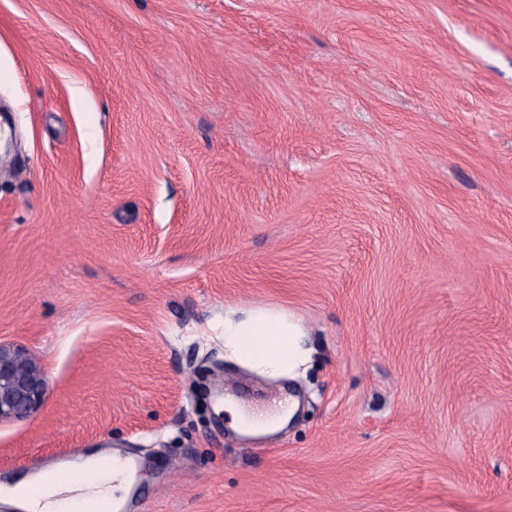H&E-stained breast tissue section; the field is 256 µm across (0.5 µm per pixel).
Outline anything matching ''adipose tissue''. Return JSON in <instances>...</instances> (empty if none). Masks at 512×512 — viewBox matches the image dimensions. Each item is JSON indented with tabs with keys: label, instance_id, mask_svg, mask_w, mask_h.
Returning a JSON list of instances; mask_svg holds the SVG:
<instances>
[{
	"label": "adipose tissue",
	"instance_id": "1",
	"mask_svg": "<svg viewBox=\"0 0 512 512\" xmlns=\"http://www.w3.org/2000/svg\"><path fill=\"white\" fill-rule=\"evenodd\" d=\"M304 329L293 317L272 310H256L245 317L224 316V343L247 366L262 367L271 374L293 373L304 366L310 357L303 344ZM235 430L245 435L275 431L284 426L293 412L284 407L272 414L245 411L239 405L229 404ZM95 458H87L70 468L67 484L55 480L56 471L44 469L40 474L0 486V495L17 508L18 512H78L80 500L86 492L104 499H112L113 492L122 487L124 474L104 473L93 486H85L84 479L93 469Z\"/></svg>",
	"mask_w": 512,
	"mask_h": 512
}]
</instances>
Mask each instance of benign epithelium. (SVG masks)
<instances>
[{
  "label": "benign epithelium",
  "mask_w": 512,
  "mask_h": 512,
  "mask_svg": "<svg viewBox=\"0 0 512 512\" xmlns=\"http://www.w3.org/2000/svg\"><path fill=\"white\" fill-rule=\"evenodd\" d=\"M46 392L37 364L22 349L0 343V420L36 412L43 405Z\"/></svg>",
  "instance_id": "7a95c632"
}]
</instances>
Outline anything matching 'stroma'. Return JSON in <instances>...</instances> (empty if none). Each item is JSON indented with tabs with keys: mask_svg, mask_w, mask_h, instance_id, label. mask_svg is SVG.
Here are the masks:
<instances>
[{
	"mask_svg": "<svg viewBox=\"0 0 512 512\" xmlns=\"http://www.w3.org/2000/svg\"><path fill=\"white\" fill-rule=\"evenodd\" d=\"M0 485L125 512H512V0H0ZM292 313L273 379L224 312ZM297 396L231 431L228 397ZM46 392L37 364L21 348L0 343V420L36 412L43 405ZM226 404L228 405L226 410L232 415L235 430L245 435L273 432L281 428L288 422L290 415L297 407V401L294 400L278 412L257 414L245 411L232 400H228ZM95 464L96 459L89 457L71 466V480L65 485L57 483L55 475L59 470V479H64L66 469L47 468L13 486H0V495L23 512H77L79 501L86 495L85 476ZM128 478L129 476L126 473L121 474L119 471L112 476L111 471L100 475L97 482L91 487H86L92 489L91 492L93 494L110 501L112 504V500H116L113 496V490L121 488Z\"/></svg>",
	"mask_w": 512,
	"mask_h": 512,
	"instance_id": "1",
	"label": "stroma"
}]
</instances>
